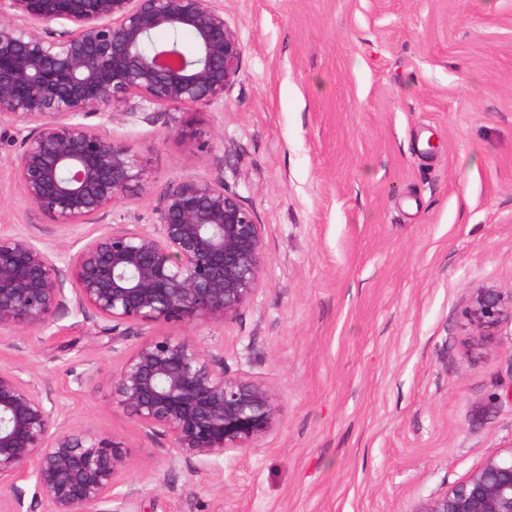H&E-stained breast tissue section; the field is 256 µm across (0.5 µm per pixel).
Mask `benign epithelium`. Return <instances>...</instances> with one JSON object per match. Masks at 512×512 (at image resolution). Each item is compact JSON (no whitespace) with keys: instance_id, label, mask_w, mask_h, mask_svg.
Listing matches in <instances>:
<instances>
[{"instance_id":"obj_1","label":"benign epithelium","mask_w":512,"mask_h":512,"mask_svg":"<svg viewBox=\"0 0 512 512\" xmlns=\"http://www.w3.org/2000/svg\"><path fill=\"white\" fill-rule=\"evenodd\" d=\"M159 31L191 34L194 55L145 51ZM243 53L219 0H0V120L27 130L11 161L24 198L68 230L108 216L145 167L104 126L151 106L224 100ZM263 239L264 225L224 182L184 179L168 185L149 227L112 226L65 263L78 306L114 329L222 323L263 284ZM65 301L46 250L1 235L0 327L42 328ZM465 317L480 337L512 326V290L476 286ZM112 406L162 430L173 456L203 464L252 447L280 415L268 386L230 373L190 338L130 351L112 375ZM126 466L119 443L59 430L22 372L0 367V487L32 476L45 512H97ZM413 512H512V455L487 458Z\"/></svg>"}]
</instances>
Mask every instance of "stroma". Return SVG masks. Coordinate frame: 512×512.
<instances>
[{"label": "stroma", "mask_w": 512, "mask_h": 512, "mask_svg": "<svg viewBox=\"0 0 512 512\" xmlns=\"http://www.w3.org/2000/svg\"><path fill=\"white\" fill-rule=\"evenodd\" d=\"M244 44L223 102L107 125L146 180L66 232L25 200L0 122V235L56 266L113 225L152 223L168 183L220 180L264 224V285L221 323L113 329L74 299L0 329V366L58 428L127 453L137 512H414L512 453V330L478 346L473 286L512 289V0H221ZM124 339L113 345V332ZM152 337H189L281 409L208 466L112 406Z\"/></svg>", "instance_id": "obj_1"}]
</instances>
